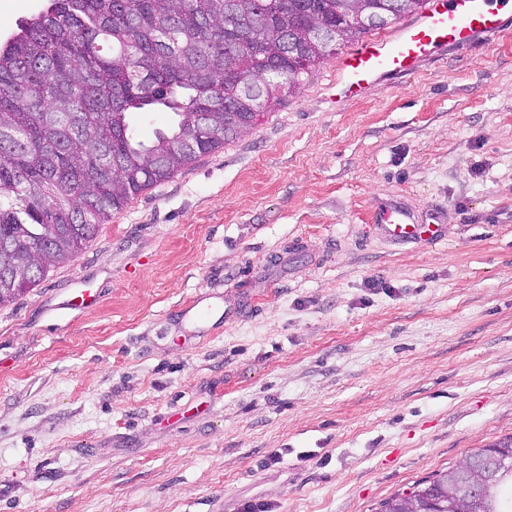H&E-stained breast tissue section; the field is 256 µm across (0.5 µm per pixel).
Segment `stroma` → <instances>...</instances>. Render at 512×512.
I'll list each match as a JSON object with an SVG mask.
<instances>
[{"label":"stroma","instance_id":"obj_1","mask_svg":"<svg viewBox=\"0 0 512 512\" xmlns=\"http://www.w3.org/2000/svg\"><path fill=\"white\" fill-rule=\"evenodd\" d=\"M335 68L0 307V512H378L512 434V27L358 100ZM389 198L446 239L383 240Z\"/></svg>","mask_w":512,"mask_h":512}]
</instances>
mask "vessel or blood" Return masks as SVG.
Instances as JSON below:
<instances>
[{
	"mask_svg": "<svg viewBox=\"0 0 512 512\" xmlns=\"http://www.w3.org/2000/svg\"><path fill=\"white\" fill-rule=\"evenodd\" d=\"M512 0H428L425 9L390 31L365 38L336 62L335 80L341 94L362 96L374 82L390 76L415 74L420 64L444 48L476 43L512 24L504 8ZM377 230L394 245L442 240L439 224L418 223L402 202L378 205L372 215Z\"/></svg>",
	"mask_w": 512,
	"mask_h": 512,
	"instance_id": "obj_1",
	"label": "vessel or blood"
}]
</instances>
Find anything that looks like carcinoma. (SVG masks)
I'll list each match as a JSON object with an SVG mask.
<instances>
[{
  "instance_id": "obj_1",
  "label": "carcinoma",
  "mask_w": 512,
  "mask_h": 512,
  "mask_svg": "<svg viewBox=\"0 0 512 512\" xmlns=\"http://www.w3.org/2000/svg\"><path fill=\"white\" fill-rule=\"evenodd\" d=\"M395 20L426 0H365ZM354 0H50L0 42V306L77 257L112 213L189 168L280 106L337 47L370 29L349 17ZM317 22L335 29L323 44L297 41V68L281 38ZM288 91L279 90V82ZM250 84L256 97L237 100ZM165 109L175 122L137 140L130 114ZM36 254L38 276L21 259ZM512 434L432 475L379 512H512V471L501 469L477 501L471 486Z\"/></svg>"
}]
</instances>
